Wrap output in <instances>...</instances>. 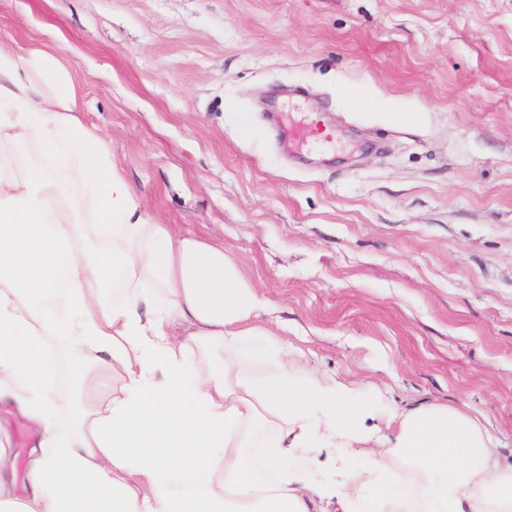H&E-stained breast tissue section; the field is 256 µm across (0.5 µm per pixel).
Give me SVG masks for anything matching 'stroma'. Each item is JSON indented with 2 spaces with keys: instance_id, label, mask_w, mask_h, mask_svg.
Segmentation results:
<instances>
[{
  "instance_id": "stroma-1",
  "label": "stroma",
  "mask_w": 512,
  "mask_h": 512,
  "mask_svg": "<svg viewBox=\"0 0 512 512\" xmlns=\"http://www.w3.org/2000/svg\"><path fill=\"white\" fill-rule=\"evenodd\" d=\"M0 40L60 47L142 206L310 366L466 404L512 464V0H0ZM310 115L331 144L285 151Z\"/></svg>"
}]
</instances>
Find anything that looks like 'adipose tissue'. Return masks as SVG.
<instances>
[{
    "instance_id": "ef3b65f1",
    "label": "adipose tissue",
    "mask_w": 512,
    "mask_h": 512,
    "mask_svg": "<svg viewBox=\"0 0 512 512\" xmlns=\"http://www.w3.org/2000/svg\"><path fill=\"white\" fill-rule=\"evenodd\" d=\"M77 110L57 51L0 43V150L41 155L0 163V402L40 428L25 498L0 448V512H325L307 464L327 446L339 506L405 470L402 512H512V465L478 416L392 410L303 367L261 322L268 299L223 249L153 223ZM113 286L121 302L105 300ZM58 338L73 365L61 387ZM103 374L120 390L88 404Z\"/></svg>"
}]
</instances>
